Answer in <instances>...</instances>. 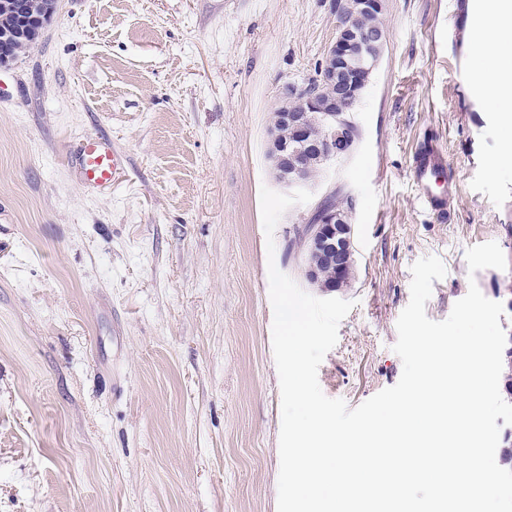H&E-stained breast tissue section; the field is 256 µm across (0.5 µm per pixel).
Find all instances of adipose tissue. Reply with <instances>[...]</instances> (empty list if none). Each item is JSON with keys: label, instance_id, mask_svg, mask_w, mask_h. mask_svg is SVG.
Instances as JSON below:
<instances>
[{"label": "adipose tissue", "instance_id": "obj_1", "mask_svg": "<svg viewBox=\"0 0 512 512\" xmlns=\"http://www.w3.org/2000/svg\"><path fill=\"white\" fill-rule=\"evenodd\" d=\"M512 42V0H484L481 27L473 33L469 52L474 59L494 61L492 74L482 78V99L503 112L506 125H512V64L500 63V48Z\"/></svg>", "mask_w": 512, "mask_h": 512}]
</instances>
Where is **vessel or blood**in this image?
Wrapping results in <instances>:
<instances>
[{"mask_svg":"<svg viewBox=\"0 0 512 512\" xmlns=\"http://www.w3.org/2000/svg\"><path fill=\"white\" fill-rule=\"evenodd\" d=\"M75 160L82 183L92 188L112 187L125 173L121 155L104 137L80 139ZM411 171L426 207L433 213H443L453 185V173L443 155L433 150L419 152L413 158Z\"/></svg>","mask_w":512,"mask_h":512,"instance_id":"1","label":"vessel or blood"}]
</instances>
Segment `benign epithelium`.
<instances>
[{
    "instance_id": "7a95c632",
    "label": "benign epithelium",
    "mask_w": 512,
    "mask_h": 512,
    "mask_svg": "<svg viewBox=\"0 0 512 512\" xmlns=\"http://www.w3.org/2000/svg\"><path fill=\"white\" fill-rule=\"evenodd\" d=\"M9 12L27 16L30 24L17 39L0 40V66H6L19 57L39 39L46 21L55 10V5L44 4L39 0H9ZM339 23L335 40L328 45L323 57L326 65L319 66L316 78L304 83H286L278 92V121L270 130L268 157L272 162L275 179L287 188L307 189L310 187L307 160L308 152H318L322 165L342 157L340 143L351 136L350 120L338 118L332 112L333 101L323 97L327 89L336 88V60L345 59L350 45L349 37L370 48V53L362 62L373 63L376 53L385 44V33H353L349 16L336 8ZM321 117L332 129L331 138L323 143L310 137L309 123ZM311 259L305 268V275L314 281L318 277L320 264L329 262L336 273L332 290L339 292L347 287L345 270L353 260L354 244L352 225L344 214L334 208L321 213L319 223L305 228Z\"/></svg>"
}]
</instances>
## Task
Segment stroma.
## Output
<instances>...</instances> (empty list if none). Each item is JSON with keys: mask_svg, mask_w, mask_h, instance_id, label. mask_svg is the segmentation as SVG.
Returning a JSON list of instances; mask_svg holds the SVG:
<instances>
[{"mask_svg": "<svg viewBox=\"0 0 512 512\" xmlns=\"http://www.w3.org/2000/svg\"><path fill=\"white\" fill-rule=\"evenodd\" d=\"M462 0H384L382 59L358 140L266 236L260 189L279 88L315 77L336 0H58L0 67V512H277L281 394L269 265L315 297L295 227L335 194L353 226V301L323 393L356 407L394 386L412 264L446 268L426 304L512 289V131L472 86ZM109 137L126 181L93 192L67 157ZM456 172L444 217L418 148ZM274 248H267V240ZM494 241L508 267L469 272ZM412 178L421 192L426 207L441 215L448 205V196L453 185V173L443 155L435 150L417 153L411 165ZM442 186V191L433 189L432 182Z\"/></svg>", "mask_w": 512, "mask_h": 512, "instance_id": "35a3bbf8", "label": "stroma"}]
</instances>
